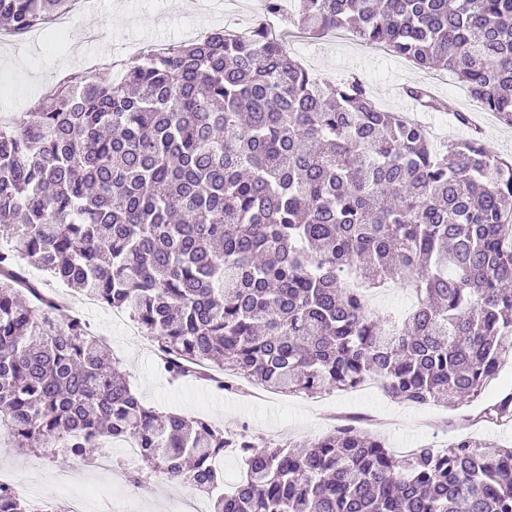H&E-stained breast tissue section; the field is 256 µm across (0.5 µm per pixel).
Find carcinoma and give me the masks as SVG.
<instances>
[{"label": "carcinoma", "mask_w": 512, "mask_h": 512, "mask_svg": "<svg viewBox=\"0 0 512 512\" xmlns=\"http://www.w3.org/2000/svg\"><path fill=\"white\" fill-rule=\"evenodd\" d=\"M288 22L345 28L420 68L450 72L512 126V0H293ZM71 0H0L17 37ZM426 112L443 104L407 88ZM0 438L87 458L129 439V480L188 483L208 512H512V445L461 434L397 455L343 424L260 446L206 419L163 415L101 354L90 324L24 274L18 257L129 314L173 380L208 367L306 396L377 379L416 406L481 401L512 421V155L472 130L438 149L358 79L326 91L258 25L219 30L126 66L80 72L0 125ZM388 281L417 304L376 313ZM245 477L224 494L218 461ZM0 512H60L0 484Z\"/></svg>", "instance_id": "carcinoma-1"}]
</instances>
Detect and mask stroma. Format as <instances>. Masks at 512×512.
<instances>
[{
  "label": "stroma",
  "instance_id": "stroma-1",
  "mask_svg": "<svg viewBox=\"0 0 512 512\" xmlns=\"http://www.w3.org/2000/svg\"><path fill=\"white\" fill-rule=\"evenodd\" d=\"M204 2L93 0L90 8L73 15L63 38L48 41L39 32L16 41L0 36V112L27 111L62 73L99 69L100 53L109 52L121 59L136 57L131 41L145 46L177 43L182 39L183 28L191 22L240 29L263 17L259 0H218V8L211 13L204 11ZM286 49L326 84L359 78L380 107L389 111L406 109L402 96L394 91L396 85H427L443 102L444 110L420 113V121L430 124L445 113H469L485 144L502 155H512V126L484 112L451 75L430 73L407 59L334 33L320 39L291 38ZM35 277L44 292L68 300L82 314L144 401L158 412L203 416L229 429L244 426L258 440L300 443L325 433L324 398L286 401L274 395L267 403L255 404L249 397L220 391L203 380L170 381L158 368L151 340L116 325L115 311L99 303L85 306L74 290L43 272H36ZM332 397L343 411L373 415L375 422L367 426V433L384 436L396 452L423 445L413 422L417 408L384 394L371 397L336 391ZM432 412L442 440L469 433L493 445L512 443V423L464 424V417L475 414V407L440 405ZM0 469L12 474L22 498L33 495L41 501H61L83 493L91 500V512H177L180 497L192 492L190 486L179 483L137 485L125 474L90 466L79 469L71 461L19 452L6 441L0 443Z\"/></svg>",
  "mask_w": 512,
  "mask_h": 512
}]
</instances>
